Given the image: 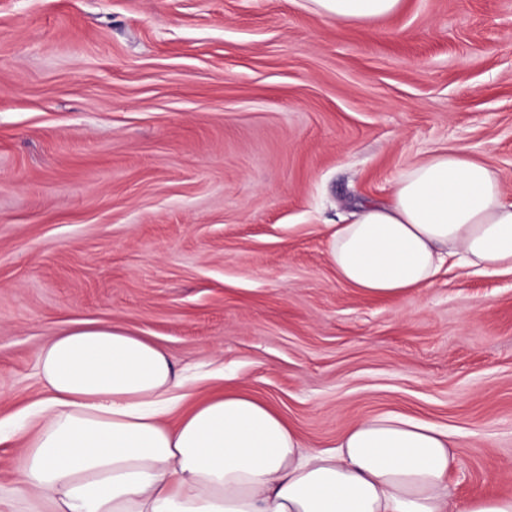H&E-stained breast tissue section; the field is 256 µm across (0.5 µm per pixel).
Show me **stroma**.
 Returning a JSON list of instances; mask_svg holds the SVG:
<instances>
[{"instance_id": "stroma-1", "label": "stroma", "mask_w": 512, "mask_h": 512, "mask_svg": "<svg viewBox=\"0 0 512 512\" xmlns=\"http://www.w3.org/2000/svg\"><path fill=\"white\" fill-rule=\"evenodd\" d=\"M455 147L512 198V0H0V419L40 346L106 323L230 374L310 448L396 411L457 443L448 494L512 495V275L448 261L401 300L329 233ZM0 444V512L17 499ZM318 12L336 20L365 23L396 13L402 0H310Z\"/></svg>"}]
</instances>
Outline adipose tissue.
<instances>
[{
  "label": "adipose tissue",
  "mask_w": 512,
  "mask_h": 512,
  "mask_svg": "<svg viewBox=\"0 0 512 512\" xmlns=\"http://www.w3.org/2000/svg\"><path fill=\"white\" fill-rule=\"evenodd\" d=\"M365 23L402 0H312ZM461 256L512 271V200L499 173L457 149L411 164L389 201L330 235L341 283L401 299ZM43 395L9 432L19 499L43 512H512V495L448 497L453 443L402 412L367 417L334 446L306 448L268 404L217 390L184 404L182 369L159 345L108 324L71 328L38 354Z\"/></svg>",
  "instance_id": "adipose-tissue-1"
}]
</instances>
